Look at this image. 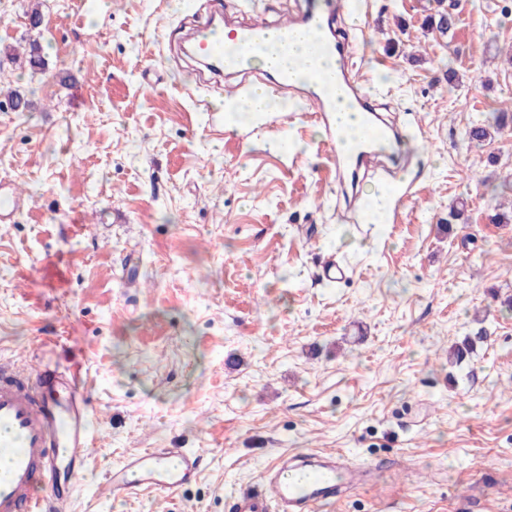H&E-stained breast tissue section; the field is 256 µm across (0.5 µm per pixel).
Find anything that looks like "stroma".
<instances>
[{
	"mask_svg": "<svg viewBox=\"0 0 512 512\" xmlns=\"http://www.w3.org/2000/svg\"><path fill=\"white\" fill-rule=\"evenodd\" d=\"M305 2L0 0V181L30 200L0 224V360L82 370L94 447L72 512H229L303 452L376 468L327 512H512V223L492 220L512 129L466 136L512 105V0H458L445 36L423 26L433 0H349L356 77L403 139L362 185H395L381 223L348 218L310 110L228 128L223 80L182 52L212 11ZM34 43L40 69L1 53ZM332 259L345 281L321 279ZM145 448L201 451L197 481L105 492Z\"/></svg>",
	"mask_w": 512,
	"mask_h": 512,
	"instance_id": "1",
	"label": "stroma"
}]
</instances>
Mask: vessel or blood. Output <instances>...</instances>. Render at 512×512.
<instances>
[{
  "label": "vessel or blood",
  "instance_id": "b4317fda",
  "mask_svg": "<svg viewBox=\"0 0 512 512\" xmlns=\"http://www.w3.org/2000/svg\"><path fill=\"white\" fill-rule=\"evenodd\" d=\"M344 8L343 0H318L299 20L271 27L258 19L225 28L222 14H212L195 32L196 56L214 74L238 72L244 50L264 46L270 35L287 40L296 26L322 31ZM312 108L320 121L333 112L332 99L319 81L308 85ZM367 141L388 146L392 129L376 111L368 113ZM329 157L337 170L359 172L368 151L346 150L342 133L330 134ZM29 204L15 191H0V224L14 223ZM91 399L81 375L46 365L21 369L0 362V446L10 449L0 477V512H70L78 482L84 475L94 439L89 430ZM202 457L183 448H150L128 455L105 482L116 495L166 490L193 483ZM367 465L313 452L291 456L269 466L261 490L237 495L232 512H321L347 488L370 475Z\"/></svg>",
  "mask_w": 512,
  "mask_h": 512
}]
</instances>
